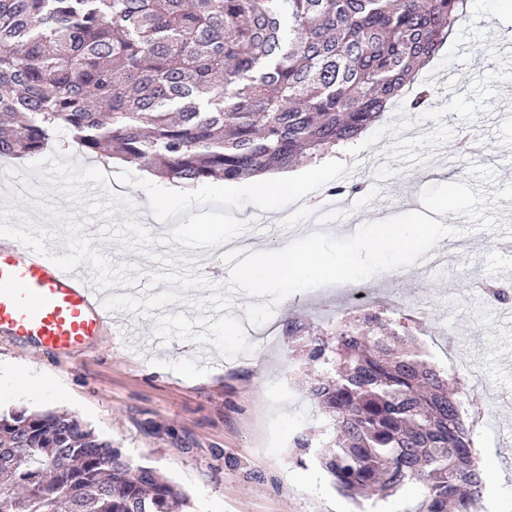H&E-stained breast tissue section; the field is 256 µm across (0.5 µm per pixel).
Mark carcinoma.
<instances>
[{"mask_svg":"<svg viewBox=\"0 0 512 512\" xmlns=\"http://www.w3.org/2000/svg\"><path fill=\"white\" fill-rule=\"evenodd\" d=\"M464 0H0V156L78 150L195 186L319 161L381 121ZM414 337L377 313L309 335V385L346 495L422 490L476 512L473 426ZM67 413L0 411V512H191Z\"/></svg>","mask_w":512,"mask_h":512,"instance_id":"carcinoma-1","label":"carcinoma"}]
</instances>
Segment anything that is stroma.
<instances>
[{"mask_svg":"<svg viewBox=\"0 0 512 512\" xmlns=\"http://www.w3.org/2000/svg\"><path fill=\"white\" fill-rule=\"evenodd\" d=\"M498 0H467L466 15L438 56L419 72L433 88L427 109L399 105L355 142L362 190L353 214L362 221L409 210H433L447 188L463 233L443 238V261L380 273L372 282L394 327H407L425 360L437 366L464 402L486 458L487 486L512 497V301L489 302L485 283L512 289V12ZM454 74L445 94L436 80ZM311 161L293 167L304 197L323 206V231L342 225L329 187L342 169L310 178ZM288 225L247 229L275 245L307 235L313 226L296 201L283 198ZM191 289L180 302L138 316L117 312L135 333L102 336L70 362L0 335V408L63 411L110 440L130 461L155 469L192 499L194 512H413L411 490L362 502L335 490L316 461L320 409L308 386L315 372L306 354V328L332 331L360 321L365 305L347 286L327 299L316 290L279 302L278 326L302 324L266 342L243 338L238 324L249 296L238 293L220 320L202 325ZM311 441L308 450L297 436Z\"/></svg>","mask_w":512,"mask_h":512,"instance_id":"stroma-1","label":"stroma"}]
</instances>
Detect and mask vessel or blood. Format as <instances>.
I'll return each instance as SVG.
<instances>
[{
  "mask_svg": "<svg viewBox=\"0 0 512 512\" xmlns=\"http://www.w3.org/2000/svg\"><path fill=\"white\" fill-rule=\"evenodd\" d=\"M89 264L67 272L0 237V334L68 356L112 326Z\"/></svg>",
  "mask_w": 512,
  "mask_h": 512,
  "instance_id": "1",
  "label": "vessel or blood"
}]
</instances>
